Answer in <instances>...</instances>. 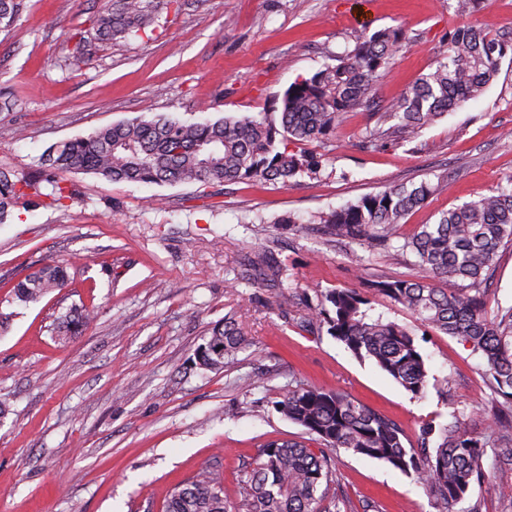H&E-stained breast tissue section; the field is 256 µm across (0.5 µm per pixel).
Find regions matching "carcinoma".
<instances>
[{
    "mask_svg": "<svg viewBox=\"0 0 512 512\" xmlns=\"http://www.w3.org/2000/svg\"><path fill=\"white\" fill-rule=\"evenodd\" d=\"M179 0H102L95 39L120 46L130 35L151 26L159 10ZM26 8L25 0H0V32L8 30ZM403 32L385 28L363 32L354 46L309 78L283 93L278 113L227 115L217 121L186 123L167 114L102 128L53 146L36 175L0 171V223L19 200L41 195L40 183L54 185L53 201L69 198L66 175L86 173L112 182L143 184L252 182L286 183L318 166L316 157L288 151L290 142H322L346 115L374 102L376 86L389 70ZM503 45L472 26L454 29L448 54L435 69L416 80L386 111L377 113L365 142L396 134H416L448 112L477 98L498 75ZM448 176L412 188L390 187L332 212L324 232L360 241L372 252H409L427 277H387L375 290L409 312L435 333L468 345L482 359V374L494 394L497 411L488 426L500 443L502 460L512 462V305L487 308L486 285L498 252L512 245V181L444 211L434 224L393 245L397 227L436 192ZM264 280L283 282L284 269L264 257ZM68 281L66 265L47 264L18 281L15 299L36 302L60 291ZM94 312L74 307L58 317L55 333L66 341L87 328ZM304 322L326 327L328 335L355 357L372 361L415 397L423 396L435 376L414 333L382 314H372L370 299L351 289H327ZM246 343L236 319L211 329L197 354L200 367L219 370ZM286 419L314 437L304 441H268L243 468L239 496L224 492L219 470L205 467L173 487L164 512H321L334 471L329 453L344 450L384 463L427 491L434 512H480L475 503L461 510L473 487L487 496L508 494L485 470L488 441L465 428L455 412L446 424L428 423L420 443L384 414L340 390L299 385L276 404Z\"/></svg>",
    "mask_w": 512,
    "mask_h": 512,
    "instance_id": "cac0c4a2",
    "label": "carcinoma"
}]
</instances>
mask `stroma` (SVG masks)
<instances>
[{
    "instance_id": "1",
    "label": "stroma",
    "mask_w": 512,
    "mask_h": 512,
    "mask_svg": "<svg viewBox=\"0 0 512 512\" xmlns=\"http://www.w3.org/2000/svg\"><path fill=\"white\" fill-rule=\"evenodd\" d=\"M356 2L180 0L111 48L94 38L97 0H27L0 33V92L12 103L0 112V171L33 174L51 145L138 116L196 122L275 111L292 82L353 47L356 31L404 30L374 106L350 113L325 142L292 144L319 166L288 184L114 183L78 173L64 205L53 204L47 183L35 201L18 202L0 224V512H164L170 490L205 466L236 495L261 444L301 438L275 408L298 384L341 389L411 438L455 410L484 434L492 392L480 358L372 290L385 276L417 275L410 257L327 241L321 227L364 196L447 173V192L403 221L407 238L512 179V48L477 100L416 137L362 144L376 113L447 55L462 20L512 37V0H481L465 19L456 0ZM264 250L286 266V288L240 278ZM53 261L67 263V287L15 302L14 285ZM331 288L359 291L411 328L446 392L413 397L325 330L304 326L307 300ZM81 305L96 308L95 322L59 343L57 317ZM228 314L246 346L220 371L199 368L198 348ZM335 463L330 494L347 512L369 503L433 512L423 487L382 462L340 451Z\"/></svg>"
}]
</instances>
